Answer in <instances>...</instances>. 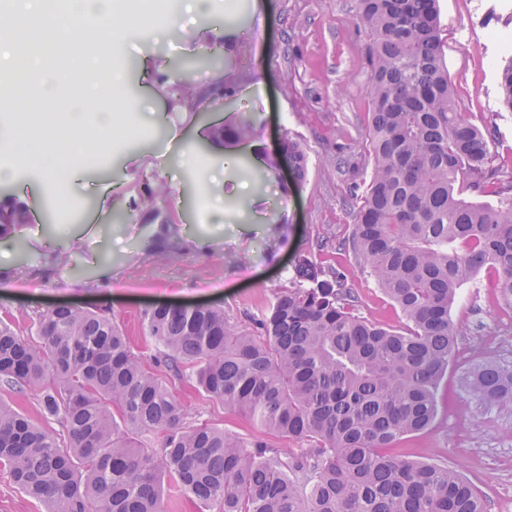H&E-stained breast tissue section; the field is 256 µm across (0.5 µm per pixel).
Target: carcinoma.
Returning <instances> with one entry per match:
<instances>
[{"instance_id":"cac0c4a2","label":"carcinoma","mask_w":512,"mask_h":512,"mask_svg":"<svg viewBox=\"0 0 512 512\" xmlns=\"http://www.w3.org/2000/svg\"><path fill=\"white\" fill-rule=\"evenodd\" d=\"M439 0H357L370 36L366 61L370 174L351 196L350 247L406 323L358 316L341 273L314 255L239 327L217 307L150 309V363L102 308L38 316L36 337L0 320V385L38 391L59 425L41 427L0 399V467L47 512H166L169 485L218 512H487L478 491L446 464L401 448L428 429L461 327L457 292L483 267L512 309V194L495 204L457 198L459 178L480 191L487 133L457 112L444 59ZM500 103L512 112V58ZM246 119L212 132L247 139ZM303 181L302 144L283 139L270 160ZM29 221L0 201V236ZM167 255L180 253L168 226ZM190 375L205 397L244 414L290 449L185 422L171 386ZM484 406L512 404V366L485 363L466 381ZM151 434L157 444L141 437Z\"/></svg>"}]
</instances>
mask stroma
I'll return each instance as SVG.
<instances>
[{
  "label": "stroma",
  "mask_w": 512,
  "mask_h": 512,
  "mask_svg": "<svg viewBox=\"0 0 512 512\" xmlns=\"http://www.w3.org/2000/svg\"><path fill=\"white\" fill-rule=\"evenodd\" d=\"M444 58L459 112L488 130L497 182L484 192L456 184L459 198L496 202L512 182V112L499 105L496 62L512 52V0H439ZM126 55L107 67L127 71L123 90L132 111L117 108L118 136L99 157L91 179L54 193L56 177L0 161L14 172L0 197L25 202L31 219L0 238V315L23 332L59 304L108 307L128 330L136 352L151 356L140 317L158 303L205 304L245 324L293 274L298 256L318 254L339 269L358 297L360 316L391 326L402 317L351 250L350 191L364 183L370 102L365 61L368 36L359 28L355 0H210L203 13L171 28L130 34ZM190 75L194 93L182 99L170 86ZM230 95L222 105V95ZM252 121L235 164L198 139L204 125ZM285 137L300 141L308 175L256 163L252 145L272 151ZM169 190L153 211L126 221L144 182ZM71 221H57L59 204ZM223 206L224 220L213 209ZM176 222L184 253L157 250L163 224ZM330 246L317 250L318 240ZM483 268L458 294L451 314L465 334L439 388L431 428L404 446L420 462L459 470L487 503L488 512H512V405L486 407L463 388L483 361L512 364V320L504 317ZM173 390L189 420L233 433L255 434L252 422L203 397L192 382Z\"/></svg>",
  "instance_id": "1"
}]
</instances>
